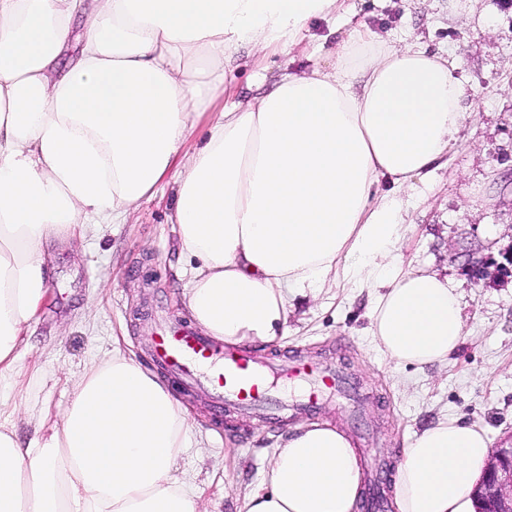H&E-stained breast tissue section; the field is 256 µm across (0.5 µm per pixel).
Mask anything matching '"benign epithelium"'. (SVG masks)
Masks as SVG:
<instances>
[{"mask_svg":"<svg viewBox=\"0 0 512 512\" xmlns=\"http://www.w3.org/2000/svg\"><path fill=\"white\" fill-rule=\"evenodd\" d=\"M472 497L476 512H512V444L492 449Z\"/></svg>","mask_w":512,"mask_h":512,"instance_id":"7a95c632","label":"benign epithelium"}]
</instances>
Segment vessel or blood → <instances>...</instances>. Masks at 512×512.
<instances>
[{"label": "vessel or blood", "instance_id": "1", "mask_svg": "<svg viewBox=\"0 0 512 512\" xmlns=\"http://www.w3.org/2000/svg\"><path fill=\"white\" fill-rule=\"evenodd\" d=\"M153 356L180 388L211 386L215 415H222L230 406L262 412L274 425L282 422L288 411L317 409L325 397L346 385L339 371L300 358L259 361L232 346H220L182 323L155 327ZM280 377L307 382L303 399L289 405L280 402L274 395V381Z\"/></svg>", "mask_w": 512, "mask_h": 512}]
</instances>
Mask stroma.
Returning <instances> with one entry per match:
<instances>
[{"instance_id": "1", "label": "stroma", "mask_w": 512, "mask_h": 512, "mask_svg": "<svg viewBox=\"0 0 512 512\" xmlns=\"http://www.w3.org/2000/svg\"><path fill=\"white\" fill-rule=\"evenodd\" d=\"M351 25L382 34L405 29L429 49L449 53L466 83V118L435 174L418 181L401 243L405 267L448 276L460 295L462 344L448 364L417 370L383 360L369 346L366 294L344 286L292 309L288 334L267 358L293 353L333 366L348 380V398H331L296 422H327L354 442L365 470L375 459L397 467L410 438L443 414L484 426L493 445L512 440V273L496 263L512 251V0H345ZM331 22L313 20L297 47L267 56L255 69L240 50L228 78L245 99L254 73L272 85L283 68L332 64ZM173 179L157 187L126 223L92 227L85 238L55 243L48 298L19 351L14 394L31 415L59 419L75 382L91 364L122 351L153 367L149 327L182 321L187 261L169 222ZM492 263L474 279L472 262ZM196 419L179 473L206 487L208 512H244L243 493L257 483L288 426L234 409L213 414L210 391L176 393Z\"/></svg>"}]
</instances>
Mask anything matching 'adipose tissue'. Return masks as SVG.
I'll return each mask as SVG.
<instances>
[{"label": "adipose tissue", "instance_id": "ef3b65f1", "mask_svg": "<svg viewBox=\"0 0 512 512\" xmlns=\"http://www.w3.org/2000/svg\"><path fill=\"white\" fill-rule=\"evenodd\" d=\"M344 0H0V399L49 291L45 253L89 224H122L175 177L172 222L192 259L183 306L206 334L277 343L293 303L343 280L373 297L385 359L423 368L462 342L447 278L396 253L415 182L464 117L447 56L367 26L335 62L212 110L244 47L290 48ZM0 411V512H198L176 461L192 420L159 376L113 352L48 431L21 440ZM477 423L441 417L398 463L399 512H472L491 453ZM361 460L337 427L288 433L245 512H354Z\"/></svg>", "mask_w": 512, "mask_h": 512}]
</instances>
